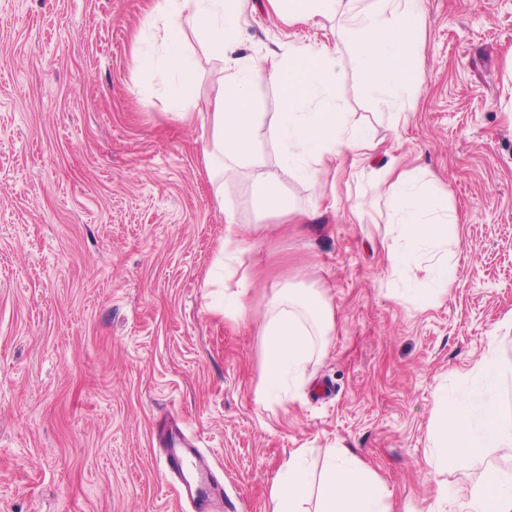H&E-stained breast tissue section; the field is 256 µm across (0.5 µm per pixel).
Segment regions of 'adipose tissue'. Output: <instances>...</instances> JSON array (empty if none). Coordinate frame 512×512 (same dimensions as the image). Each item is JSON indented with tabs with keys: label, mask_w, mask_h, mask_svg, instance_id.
I'll return each mask as SVG.
<instances>
[{
	"label": "adipose tissue",
	"mask_w": 512,
	"mask_h": 512,
	"mask_svg": "<svg viewBox=\"0 0 512 512\" xmlns=\"http://www.w3.org/2000/svg\"><path fill=\"white\" fill-rule=\"evenodd\" d=\"M289 24L338 19L337 42H291L284 55H235L240 28L246 22L248 0H151L148 15L162 21L165 57L155 61L141 46L133 53L161 86L182 104L179 117L193 122L200 82L189 64L194 50L223 63L213 86V110L206 120L202 159L213 196L224 215V237L217 244L213 271L223 273L234 290L224 302L225 318H237L252 280L242 273L233 188L250 183L260 215L281 217L293 209L283 197L286 178L314 181L320 166L335 163L346 152L369 149L368 135L340 110L335 90L344 79L347 62H354L383 105L389 91L412 82L425 24L423 0H268ZM265 71L283 93V110L269 128L278 163L269 166L256 150L258 115L253 110V72ZM383 178L389 186L385 205L404 240L389 248L393 270L410 277L425 276L429 295L446 294L448 227L458 218L435 205L429 185L417 174L391 166ZM335 315L322 293L292 288L274 289L261 326L264 343V383L278 384L285 373H301L317 348L323 346ZM429 466L433 471L467 468L487 449L512 456V403L503 401L495 383L478 394L449 397L437 392ZM304 449L291 453L272 486V512H306L311 485ZM463 512H512V477L487 468L479 483L462 490ZM390 493L349 450L334 452L324 466L320 500L315 512H390Z\"/></svg>",
	"instance_id": "1"
}]
</instances>
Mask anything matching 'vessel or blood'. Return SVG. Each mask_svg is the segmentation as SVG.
<instances>
[{
  "instance_id": "vessel-or-blood-1",
  "label": "vessel or blood",
  "mask_w": 512,
  "mask_h": 512,
  "mask_svg": "<svg viewBox=\"0 0 512 512\" xmlns=\"http://www.w3.org/2000/svg\"><path fill=\"white\" fill-rule=\"evenodd\" d=\"M173 429L170 422H161L156 438L164 449L165 471L176 478V492L179 499L188 501L193 512H224L223 500L213 494L207 476L211 470L209 460L187 442L183 446H170L168 434Z\"/></svg>"
}]
</instances>
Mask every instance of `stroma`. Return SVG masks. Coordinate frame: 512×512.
Returning a JSON list of instances; mask_svg holds the SVG:
<instances>
[{
	"label": "stroma",
	"instance_id": "1",
	"mask_svg": "<svg viewBox=\"0 0 512 512\" xmlns=\"http://www.w3.org/2000/svg\"><path fill=\"white\" fill-rule=\"evenodd\" d=\"M238 51L286 53L330 29L288 25L250 0ZM418 72L393 124L355 65L336 90L373 145L318 181L288 180L312 224L244 234L255 275L225 320L204 287L224 235L200 160L202 129L137 65L159 54L145 0H0V512H190L153 444L162 417L197 436L237 512H271L290 454L346 448L393 512H460L459 491L512 458L433 472L438 388L478 386L501 336L512 402V0H423ZM420 172L458 217L454 283L405 297L374 199L390 164ZM335 208H328V201ZM319 289L335 311L305 371L266 397L259 323L273 288Z\"/></svg>",
	"mask_w": 512,
	"mask_h": 512
}]
</instances>
